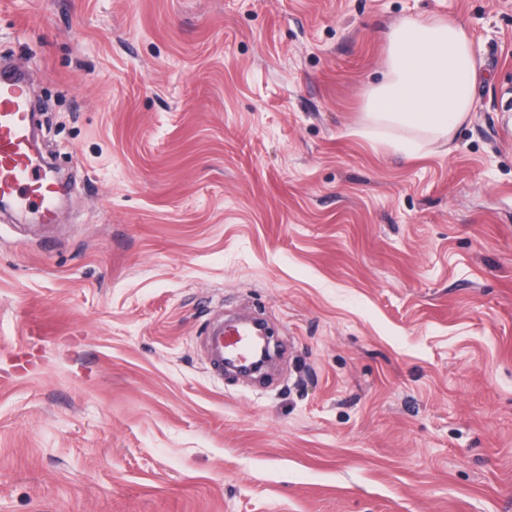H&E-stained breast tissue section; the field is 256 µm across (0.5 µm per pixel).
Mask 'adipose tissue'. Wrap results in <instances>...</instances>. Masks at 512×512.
<instances>
[{
	"mask_svg": "<svg viewBox=\"0 0 512 512\" xmlns=\"http://www.w3.org/2000/svg\"><path fill=\"white\" fill-rule=\"evenodd\" d=\"M477 75L462 24L409 19L389 35L388 79L370 92V115L415 134H450L471 109Z\"/></svg>",
	"mask_w": 512,
	"mask_h": 512,
	"instance_id": "ef3b65f1",
	"label": "adipose tissue"
}]
</instances>
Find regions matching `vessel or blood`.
Here are the masks:
<instances>
[{
	"label": "vessel or blood",
	"mask_w": 512,
	"mask_h": 512,
	"mask_svg": "<svg viewBox=\"0 0 512 512\" xmlns=\"http://www.w3.org/2000/svg\"><path fill=\"white\" fill-rule=\"evenodd\" d=\"M56 195L50 168L33 155L26 79L23 74L0 70V197L12 207L35 211L48 221ZM256 333L249 321L215 326L205 339L209 361L219 368L228 357L246 361Z\"/></svg>",
	"instance_id": "b4317fda"
}]
</instances>
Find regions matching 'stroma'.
<instances>
[{
    "label": "stroma",
    "mask_w": 512,
    "mask_h": 512,
    "mask_svg": "<svg viewBox=\"0 0 512 512\" xmlns=\"http://www.w3.org/2000/svg\"><path fill=\"white\" fill-rule=\"evenodd\" d=\"M417 16L483 75L407 150ZM4 60L71 189L0 212V512H512V0H0ZM387 81L370 116L414 134L450 133L471 109L478 66L462 24L415 17L389 34ZM253 322L245 321L225 326H214L212 336L205 337L207 357L214 366L224 370L225 356L239 362H246L251 336H257Z\"/></svg>",
    "instance_id": "1"
}]
</instances>
